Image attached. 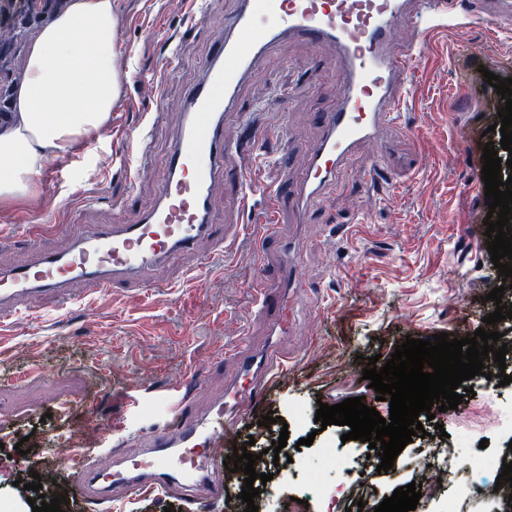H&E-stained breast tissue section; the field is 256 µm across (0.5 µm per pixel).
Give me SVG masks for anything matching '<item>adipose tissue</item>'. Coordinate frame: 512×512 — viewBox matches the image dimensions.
<instances>
[{
    "label": "adipose tissue",
    "mask_w": 512,
    "mask_h": 512,
    "mask_svg": "<svg viewBox=\"0 0 512 512\" xmlns=\"http://www.w3.org/2000/svg\"><path fill=\"white\" fill-rule=\"evenodd\" d=\"M112 0H71L28 47L12 88L13 123L0 128V204L31 194L50 153L99 128L119 94Z\"/></svg>",
    "instance_id": "1"
}]
</instances>
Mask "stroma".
Masks as SVG:
<instances>
[{"label":"stroma","instance_id":"35a3bbf8","mask_svg":"<svg viewBox=\"0 0 512 512\" xmlns=\"http://www.w3.org/2000/svg\"><path fill=\"white\" fill-rule=\"evenodd\" d=\"M30 2L28 10L0 17L23 33L0 48L1 108L23 74L29 38L51 19L44 0ZM237 5L206 0L197 20L190 0H114V63L124 76L120 95L101 128L50 154L32 194L0 205V269L31 260L23 223L65 224L76 210L86 224L140 220L154 201L167 146L182 123L177 105L211 40L223 34L225 15ZM162 31L185 44L187 62L168 61ZM335 53L330 44L315 49L299 39L281 40L241 87L240 100L253 110L265 148L277 152L275 161H257L252 177L258 188L301 176L309 147L322 136L317 115L339 105L341 76L330 64ZM488 71L512 78V31L468 23L435 33L428 54L411 66L407 127L393 133L400 156L393 181L376 191L359 157L336 174L311 223L299 225L295 209L283 211L282 227L298 225L304 233L303 302L287 337L295 360L277 378L274 392L247 409V425L230 435L231 443L268 448L281 426H262V419L270 412L288 418L293 406L314 411L322 402L360 396L389 417V402L377 400L374 389L351 374L357 356L387 360L405 338L452 335L465 322L482 327L491 309L481 295L497 270L486 244L472 243L462 227L489 211L484 188L473 185L471 166L486 142L501 140L493 124L505 101L487 83ZM280 91L290 95L287 115L262 111ZM161 97L170 107L153 131L149 159L128 156L129 138ZM132 188L137 198L130 204ZM90 198L96 206H87ZM213 207L220 215L243 214L245 224L213 267L178 281L171 270L150 269L141 275L143 289L100 291L64 309L44 296L33 302L35 320L22 315L0 331V502L32 512L37 494L63 495V512H104L77 495L74 475L54 463L53 448L64 442L85 451L99 448L100 439L88 438V431L116 417L132 434L161 422L157 391L191 366L202 375L194 387L199 403L223 393L224 372L212 360L225 337L262 335V322L251 315V287L274 265L258 253L265 213H243L236 191L220 185ZM342 434L333 425L319 430L314 421L290 430L278 463L267 468L271 481L254 499L258 512H276L280 502L300 495L304 477L292 473L290 461L326 443L347 455L348 471L331 473L334 495L309 500L307 512H348L363 478L378 503L413 481L408 469L377 474L379 458L370 455L368 444L342 441ZM307 436L312 446L302 445ZM22 440L29 448L25 455L15 450ZM36 477L41 491L27 490ZM111 512H224V506L194 504L182 494L136 492L113 501Z\"/></svg>","mask_w":512,"mask_h":512}]
</instances>
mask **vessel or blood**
<instances>
[{
    "label": "vessel or blood",
    "mask_w": 512,
    "mask_h": 512,
    "mask_svg": "<svg viewBox=\"0 0 512 512\" xmlns=\"http://www.w3.org/2000/svg\"><path fill=\"white\" fill-rule=\"evenodd\" d=\"M459 17L495 29L512 21V0H241L238 10L225 17L223 36L213 40L211 55L200 64L181 104L184 122L168 147L166 173L153 204L135 224L86 225L76 233L63 226L23 225L29 240L49 233L54 245L29 265L0 272V324L16 317L19 302L41 294L67 306L82 283L93 292L130 287L144 269L178 264L203 239L211 250L200 265L210 267L238 240L241 224L215 217L212 189L232 181L242 198L253 195L255 156L225 143L224 122L234 116L249 125L248 112L239 106L240 88L283 38H300L314 47L334 44L344 85L338 109L319 115L323 136L310 149L303 176L263 192L266 211L277 215L290 203L312 210L336 171L365 145L371 149L366 160L370 181L391 175L396 161L384 134L402 125L409 64L426 56L431 31ZM408 21L421 37L406 45L396 35ZM259 250L264 256L282 255L277 271L251 290L253 316L267 326L266 343L257 349L243 336L226 340L217 356L226 369L224 397L208 409L193 400L189 380L196 370L163 388L168 418L139 434L138 454H128L130 438L117 422L101 427L107 448L89 458L74 455L75 489L90 504L108 505L118 489L161 495L177 490L211 504L223 501L219 447L224 428L233 423L240 404L267 398L283 368L279 339L288 333L295 306L292 276L299 258L294 246L272 229Z\"/></svg>",
    "instance_id": "1"
}]
</instances>
